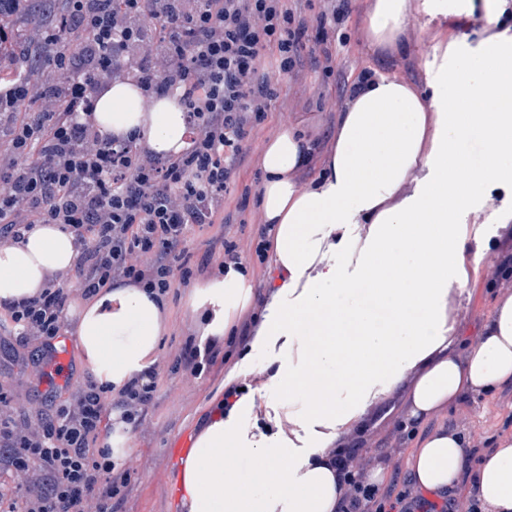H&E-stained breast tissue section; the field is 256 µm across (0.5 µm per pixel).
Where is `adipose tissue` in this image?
<instances>
[{
	"label": "adipose tissue",
	"instance_id": "obj_1",
	"mask_svg": "<svg viewBox=\"0 0 512 512\" xmlns=\"http://www.w3.org/2000/svg\"><path fill=\"white\" fill-rule=\"evenodd\" d=\"M413 6L433 18L479 8L493 23L507 0H375L368 17L375 46L399 44ZM356 87L337 117L321 178L306 187L294 179L310 145L289 125L261 160L259 205L277 227L275 293L250 350L279 348L275 380L289 396L292 434L249 438L246 397L213 412L182 461L183 512H339L333 444L399 387L407 389V420L419 428L473 395L512 386V294L497 299L473 343L462 342L449 320L465 261L480 262L491 241L512 237V206L483 229L459 221L493 192L512 198V32L475 44L459 33L438 42L424 89L398 76ZM478 98L499 107L472 111ZM92 121L111 135L140 134L159 154L188 146L178 95L147 102L130 81L96 94ZM471 138L483 145L476 169L462 152ZM76 257L73 235L56 224L35 225L23 241L0 246V304L36 294ZM252 300L235 270L198 287L201 337L224 336ZM74 315L85 366L99 383L122 386L159 350L163 317L143 289L111 288ZM240 457L260 465L251 484L230 466ZM407 472L422 492L465 482L482 512H512L510 438L473 467L464 437L440 427L420 437Z\"/></svg>",
	"mask_w": 512,
	"mask_h": 512
}]
</instances>
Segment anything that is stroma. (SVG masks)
Masks as SVG:
<instances>
[{"mask_svg": "<svg viewBox=\"0 0 512 512\" xmlns=\"http://www.w3.org/2000/svg\"><path fill=\"white\" fill-rule=\"evenodd\" d=\"M370 9L369 0H353L352 14L341 28L349 55L357 61L355 69L344 73V82L355 79L358 69L368 67L381 75L396 74L424 86L425 60L433 45L446 39V21L409 10L403 20V46L383 58L372 51L367 37L366 16ZM280 86V99L265 130L248 143L238 159L237 186L254 184L257 160L282 125H294L312 140L336 131L334 107L341 84L324 83L320 69L309 64L302 80L296 83L284 80ZM490 252L493 262L479 264L451 311L457 334L470 342L479 336L497 297L512 290L511 284L497 277L499 260L512 255V240L491 247ZM191 299L188 293L169 294L160 355L175 354L183 346L184 326L196 322ZM34 350V345L22 346L15 337L0 335V383L14 385L19 392L38 399L46 392L44 385L23 377L18 361L19 354L28 355ZM277 366V354L273 351L253 354L247 360L235 353L226 368L217 369L198 382L188 383L177 376H167L149 425L130 436L125 445L135 466L126 512H180L176 478L183 449L192 445L213 406L223 399L225 382L260 378L256 398L271 418L285 405L283 391L272 379ZM405 415L403 396L392 395L382 402L376 420L369 422L359 436L368 448H377L379 441L392 433ZM449 422L455 423L458 431L475 445L488 438L511 437L512 388L470 397L455 409L434 414L425 428L431 431Z\"/></svg>", "mask_w": 512, "mask_h": 512, "instance_id": "1", "label": "stroma"}]
</instances>
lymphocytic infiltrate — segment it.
I'll use <instances>...</instances> for the list:
<instances>
[{
  "mask_svg": "<svg viewBox=\"0 0 512 512\" xmlns=\"http://www.w3.org/2000/svg\"><path fill=\"white\" fill-rule=\"evenodd\" d=\"M58 24L31 21L24 40L49 50L42 64L0 60V245L37 224H59L75 239L73 269L46 277L27 299L0 305L42 377L55 341L69 325L74 300H94L122 284L165 304L175 289L228 270L247 272L236 240L219 217L246 143L264 130L281 77H298L314 45L324 77L342 72L337 49L351 0H67ZM72 45L59 48L60 32ZM135 81L145 95L178 93L190 148L160 156L138 137L118 138L88 117L97 90ZM217 230L223 251L191 264L188 234ZM269 296L256 292L231 335L199 342L188 330L182 349L157 358L121 388L86 378L45 410L0 384V512H123L132 466L115 461L116 429L144 428L167 375L197 381L223 349H246ZM332 458L346 486L340 512H452L455 500L426 498L410 478L366 483L373 456L338 440Z\"/></svg>",
  "mask_w": 512,
  "mask_h": 512,
  "instance_id": "lymphocytic-infiltrate-1",
  "label": "lymphocytic infiltrate"
}]
</instances>
